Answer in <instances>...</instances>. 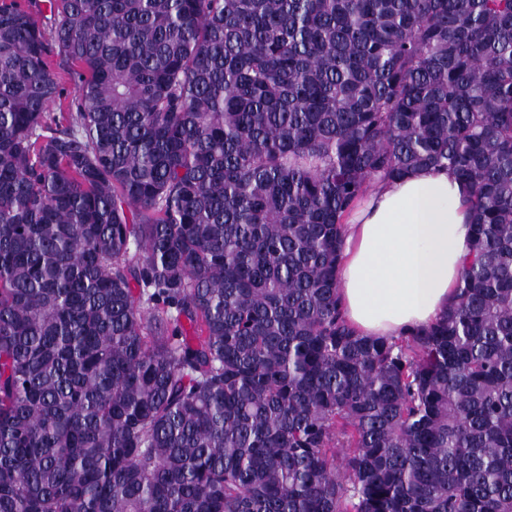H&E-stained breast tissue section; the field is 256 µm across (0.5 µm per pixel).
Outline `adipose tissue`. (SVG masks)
Masks as SVG:
<instances>
[{
  "mask_svg": "<svg viewBox=\"0 0 512 512\" xmlns=\"http://www.w3.org/2000/svg\"><path fill=\"white\" fill-rule=\"evenodd\" d=\"M464 194L437 168L367 193L344 226L338 269L344 312L358 333L403 336L447 311L470 237Z\"/></svg>",
  "mask_w": 512,
  "mask_h": 512,
  "instance_id": "1",
  "label": "adipose tissue"
}]
</instances>
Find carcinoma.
<instances>
[{
	"instance_id": "obj_1",
	"label": "carcinoma",
	"mask_w": 512,
	"mask_h": 512,
	"mask_svg": "<svg viewBox=\"0 0 512 512\" xmlns=\"http://www.w3.org/2000/svg\"><path fill=\"white\" fill-rule=\"evenodd\" d=\"M48 2L0 0V512H512V0ZM426 167L456 302L363 336L344 219ZM52 72L59 79L62 90L61 99H57L49 107L50 116H59V112H68L67 105L71 99L79 94V88L76 82L70 77L68 67L60 62L58 58H54L52 64Z\"/></svg>"
}]
</instances>
